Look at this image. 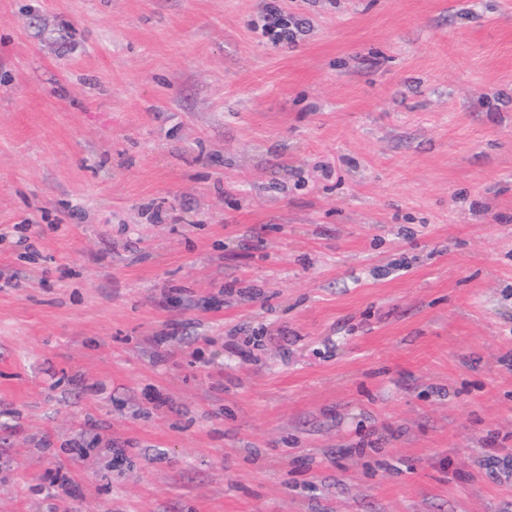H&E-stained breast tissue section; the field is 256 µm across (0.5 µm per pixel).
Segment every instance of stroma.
<instances>
[{
	"label": "stroma",
	"mask_w": 512,
	"mask_h": 512,
	"mask_svg": "<svg viewBox=\"0 0 512 512\" xmlns=\"http://www.w3.org/2000/svg\"><path fill=\"white\" fill-rule=\"evenodd\" d=\"M0 512H512V0H0Z\"/></svg>",
	"instance_id": "1"
}]
</instances>
